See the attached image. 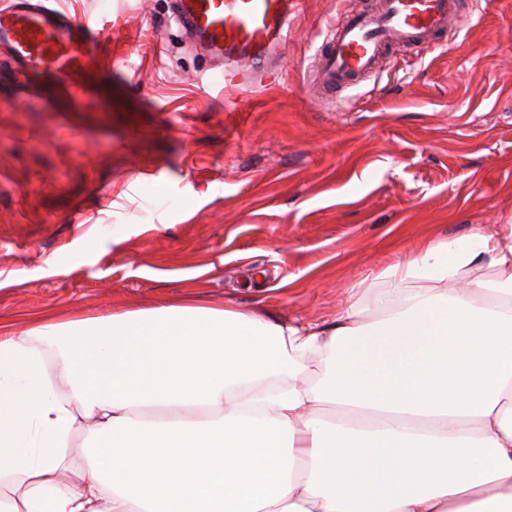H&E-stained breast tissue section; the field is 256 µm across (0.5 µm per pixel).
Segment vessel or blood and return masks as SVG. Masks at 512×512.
<instances>
[{
  "instance_id": "1",
  "label": "vessel or blood",
  "mask_w": 512,
  "mask_h": 512,
  "mask_svg": "<svg viewBox=\"0 0 512 512\" xmlns=\"http://www.w3.org/2000/svg\"><path fill=\"white\" fill-rule=\"evenodd\" d=\"M178 15L202 47L223 55L224 85L242 87L251 71L277 79L273 65L284 43L296 0H178ZM462 0H382L378 9L345 15L318 54L314 85L332 96L352 80L369 75L380 49L447 31L462 13ZM99 33L81 19L46 6L43 0H16L0 11V41L24 70L50 71L70 90L83 89L93 68Z\"/></svg>"
}]
</instances>
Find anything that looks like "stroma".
<instances>
[{
  "label": "stroma",
  "instance_id": "35a3bbf8",
  "mask_svg": "<svg viewBox=\"0 0 512 512\" xmlns=\"http://www.w3.org/2000/svg\"><path fill=\"white\" fill-rule=\"evenodd\" d=\"M305 0L281 78L234 111L174 0H49L100 31L90 91L0 49V329L173 301L328 322L430 239L512 224V0L307 92L341 11Z\"/></svg>",
  "mask_w": 512,
  "mask_h": 512
}]
</instances>
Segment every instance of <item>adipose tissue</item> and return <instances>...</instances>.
I'll return each mask as SVG.
<instances>
[{
	"label": "adipose tissue",
	"instance_id": "obj_1",
	"mask_svg": "<svg viewBox=\"0 0 512 512\" xmlns=\"http://www.w3.org/2000/svg\"><path fill=\"white\" fill-rule=\"evenodd\" d=\"M0 431V512H512V224L428 242L329 324L184 302L0 332Z\"/></svg>",
	"mask_w": 512,
	"mask_h": 512
}]
</instances>
